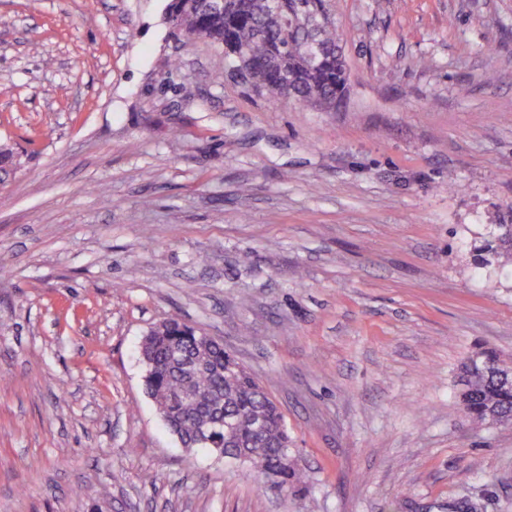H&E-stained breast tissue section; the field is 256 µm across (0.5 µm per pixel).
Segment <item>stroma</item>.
Masks as SVG:
<instances>
[{"instance_id":"35a3bbf8","label":"stroma","mask_w":512,"mask_h":512,"mask_svg":"<svg viewBox=\"0 0 512 512\" xmlns=\"http://www.w3.org/2000/svg\"><path fill=\"white\" fill-rule=\"evenodd\" d=\"M169 0H0V512H512V0H326L347 69L271 100ZM279 405L307 484L184 448L139 346L173 315ZM500 233L489 241L485 250L496 261L505 265H512V224L500 225ZM485 364L470 367L467 356L461 363L462 385L470 390L469 398L459 399L466 421L472 426L481 427L489 423H506L512 420V387L502 384L495 364L501 360L500 355L492 350L480 349ZM490 413H496L497 419H491Z\"/></svg>"}]
</instances>
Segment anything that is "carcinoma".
Segmentation results:
<instances>
[{
	"instance_id": "1",
	"label": "carcinoma",
	"mask_w": 512,
	"mask_h": 512,
	"mask_svg": "<svg viewBox=\"0 0 512 512\" xmlns=\"http://www.w3.org/2000/svg\"><path fill=\"white\" fill-rule=\"evenodd\" d=\"M178 33L192 42L205 38L224 51L231 65L245 64L251 87L273 99H293L311 107L334 108L345 88V62L336 29L323 26L313 42L283 29L325 13V0H224L214 10L207 0H169ZM487 254L512 265V224L499 225ZM150 361L145 389L168 429L186 448L234 453L260 474L283 468L281 447L289 441L283 415L265 388L224 345L174 317L141 343ZM485 364L461 363V403L466 421L481 427L512 420V387L502 384L495 364L500 355L481 350ZM233 418V432L224 422Z\"/></svg>"
}]
</instances>
